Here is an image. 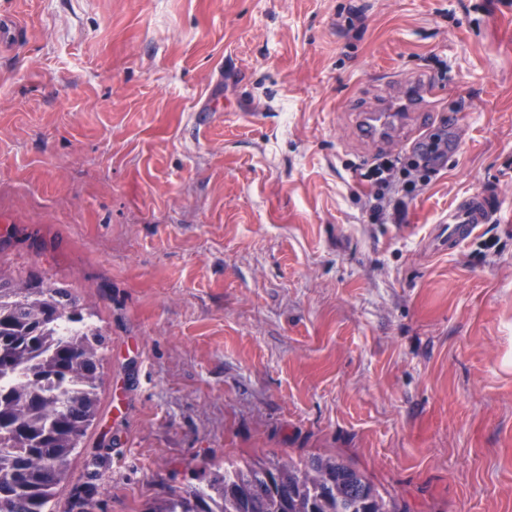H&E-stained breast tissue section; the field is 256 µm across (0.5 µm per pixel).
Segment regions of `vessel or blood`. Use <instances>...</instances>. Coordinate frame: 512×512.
Instances as JSON below:
<instances>
[{
	"mask_svg": "<svg viewBox=\"0 0 512 512\" xmlns=\"http://www.w3.org/2000/svg\"><path fill=\"white\" fill-rule=\"evenodd\" d=\"M438 95V86L423 76H413L407 81L402 94L384 99L374 110L357 113L355 130L368 142H383L403 136L413 113L426 111L428 100ZM497 208L496 198L486 192L457 198L435 227L431 238L433 247L454 251L476 235L483 224L489 223Z\"/></svg>",
	"mask_w": 512,
	"mask_h": 512,
	"instance_id": "b4317fda",
	"label": "vessel or blood"
}]
</instances>
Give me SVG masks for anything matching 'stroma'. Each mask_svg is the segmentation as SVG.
Returning <instances> with one entry per match:
<instances>
[{
	"label": "stroma",
	"mask_w": 512,
	"mask_h": 512,
	"mask_svg": "<svg viewBox=\"0 0 512 512\" xmlns=\"http://www.w3.org/2000/svg\"><path fill=\"white\" fill-rule=\"evenodd\" d=\"M361 6L365 27L345 23ZM0 271L107 339L52 512L336 455L408 512H512V0H0ZM419 73L461 146L372 223L357 141ZM490 224L427 244L460 196Z\"/></svg>",
	"instance_id": "obj_1"
}]
</instances>
